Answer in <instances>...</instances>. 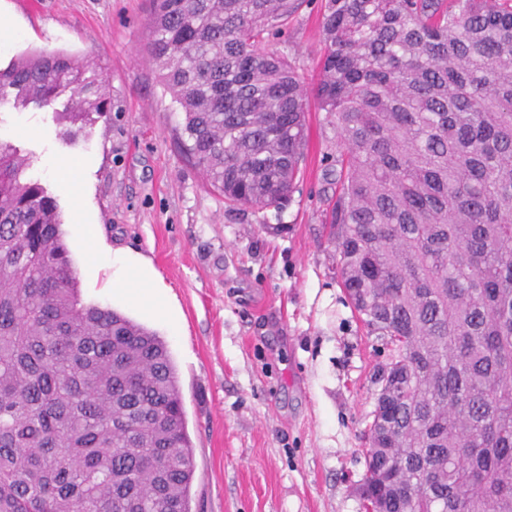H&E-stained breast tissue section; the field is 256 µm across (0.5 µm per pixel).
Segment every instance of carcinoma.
<instances>
[{
  "label": "carcinoma",
  "instance_id": "obj_1",
  "mask_svg": "<svg viewBox=\"0 0 512 512\" xmlns=\"http://www.w3.org/2000/svg\"><path fill=\"white\" fill-rule=\"evenodd\" d=\"M296 0H152L147 51L182 146L225 202L283 210L309 99L336 129L339 273L392 345L365 508L512 512V0H325L320 78L263 45ZM74 141L108 111L97 63L25 52L0 103ZM0 141V512H191L194 448L153 331L84 304L58 205Z\"/></svg>",
  "mask_w": 512,
  "mask_h": 512
}]
</instances>
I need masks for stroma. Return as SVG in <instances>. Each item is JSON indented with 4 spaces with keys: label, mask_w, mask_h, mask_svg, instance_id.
I'll return each mask as SVG.
<instances>
[{
    "label": "stroma",
    "mask_w": 512,
    "mask_h": 512,
    "mask_svg": "<svg viewBox=\"0 0 512 512\" xmlns=\"http://www.w3.org/2000/svg\"><path fill=\"white\" fill-rule=\"evenodd\" d=\"M325 0H299L271 47L313 84ZM0 68L26 51L100 66L110 110L70 143L52 109L0 106V139L55 197L83 302L157 332L176 364L196 471L192 512H364V431L392 350L341 284L326 214L336 130L306 112L301 178L283 210L229 207L187 158L184 114L147 53L150 0H0ZM103 245L96 263L88 228ZM152 264L158 314L112 297V251Z\"/></svg>",
    "instance_id": "35a3bbf8"
}]
</instances>
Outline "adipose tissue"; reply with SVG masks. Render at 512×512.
Returning a JSON list of instances; mask_svg holds the SVG:
<instances>
[{"label":"adipose tissue","instance_id":"ef3b65f1","mask_svg":"<svg viewBox=\"0 0 512 512\" xmlns=\"http://www.w3.org/2000/svg\"><path fill=\"white\" fill-rule=\"evenodd\" d=\"M112 295L134 304H147L163 311L164 300L146 259L124 249L112 252Z\"/></svg>","mask_w":512,"mask_h":512}]
</instances>
